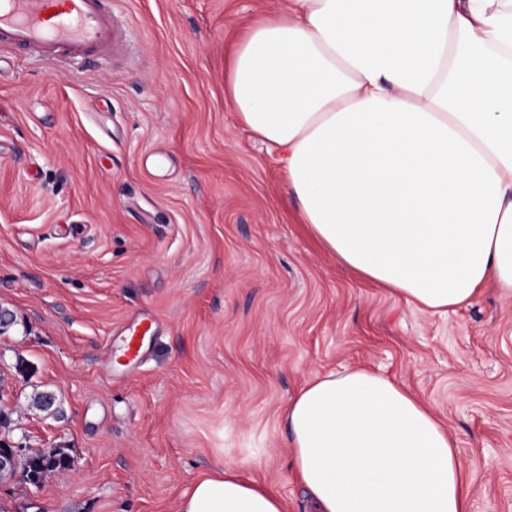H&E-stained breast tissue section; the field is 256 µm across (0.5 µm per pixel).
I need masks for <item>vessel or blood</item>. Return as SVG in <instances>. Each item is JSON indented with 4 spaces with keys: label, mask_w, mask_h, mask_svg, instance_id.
<instances>
[{
    "label": "vessel or blood",
    "mask_w": 512,
    "mask_h": 512,
    "mask_svg": "<svg viewBox=\"0 0 512 512\" xmlns=\"http://www.w3.org/2000/svg\"><path fill=\"white\" fill-rule=\"evenodd\" d=\"M126 23L109 0H0V53L27 49L61 62L125 58Z\"/></svg>",
    "instance_id": "obj_1"
}]
</instances>
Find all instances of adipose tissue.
Wrapping results in <instances>:
<instances>
[{
  "instance_id": "1",
  "label": "adipose tissue",
  "mask_w": 512,
  "mask_h": 512,
  "mask_svg": "<svg viewBox=\"0 0 512 512\" xmlns=\"http://www.w3.org/2000/svg\"><path fill=\"white\" fill-rule=\"evenodd\" d=\"M224 94L337 263L427 311L512 293V0H288L242 37ZM284 424L315 512H468L455 440L382 374L313 377ZM179 512L285 505L218 465Z\"/></svg>"
}]
</instances>
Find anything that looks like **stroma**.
Here are the masks:
<instances>
[{
  "mask_svg": "<svg viewBox=\"0 0 512 512\" xmlns=\"http://www.w3.org/2000/svg\"><path fill=\"white\" fill-rule=\"evenodd\" d=\"M113 2L130 60L0 63V306L16 316L0 439L73 460L0 482V512H178L218 464L312 512L282 414L343 366L435 411L470 512H512V294L432 314L338 265L300 223L279 150L224 96L234 45L288 0ZM154 150L164 173L145 168ZM141 311L156 330L128 373L108 359Z\"/></svg>",
  "mask_w": 512,
  "mask_h": 512,
  "instance_id": "obj_1",
  "label": "stroma"
}]
</instances>
